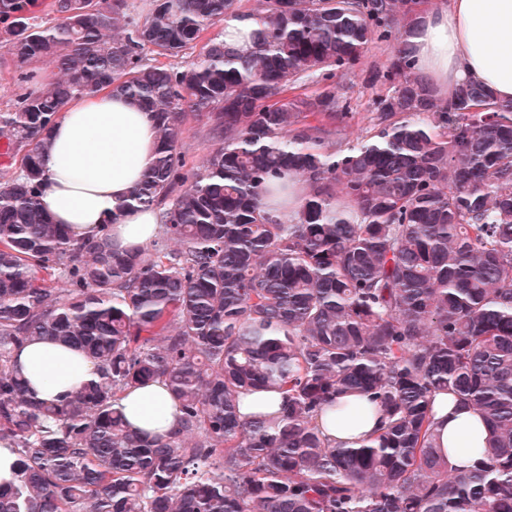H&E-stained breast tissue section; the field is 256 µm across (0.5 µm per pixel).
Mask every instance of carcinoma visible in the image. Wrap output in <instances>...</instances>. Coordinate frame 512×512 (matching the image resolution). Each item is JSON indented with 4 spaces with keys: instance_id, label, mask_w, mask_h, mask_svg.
I'll return each instance as SVG.
<instances>
[{
    "instance_id": "1",
    "label": "carcinoma",
    "mask_w": 512,
    "mask_h": 512,
    "mask_svg": "<svg viewBox=\"0 0 512 512\" xmlns=\"http://www.w3.org/2000/svg\"><path fill=\"white\" fill-rule=\"evenodd\" d=\"M236 2L154 0L131 23L127 0H50L42 26L40 0H0V48L27 84L0 112L6 151L23 153L21 172L0 171V442L17 454L0 512H512V103L474 83L435 96L411 48L422 0H259L250 52L215 37L185 66L152 62ZM389 40L371 81L391 93L357 144L339 146L333 84L283 96ZM40 60L61 76L30 89ZM106 84L154 116L155 161L131 194L159 212L151 254L76 242L38 200L48 128ZM184 112L215 140L189 175ZM286 178L303 188L288 213L264 203ZM43 337L98 379L32 396L13 354ZM157 378L179 404L167 439L116 408ZM250 389L282 392L280 414L241 419ZM439 391L485 418L466 470L434 444ZM347 392L383 410L352 448L314 425Z\"/></svg>"
}]
</instances>
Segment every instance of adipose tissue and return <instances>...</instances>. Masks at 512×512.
Masks as SVG:
<instances>
[{"instance_id":"ef3b65f1","label":"adipose tissue","mask_w":512,"mask_h":512,"mask_svg":"<svg viewBox=\"0 0 512 512\" xmlns=\"http://www.w3.org/2000/svg\"><path fill=\"white\" fill-rule=\"evenodd\" d=\"M419 73L442 98L474 81L504 103L512 102V0H450L421 14L412 40ZM39 199L54 223L75 240L100 234L137 249L159 231L157 211L127 206L131 192L156 153L151 112L114 87L69 98L49 132ZM31 393L43 400L66 398L96 379L95 365L77 350L52 339L30 341L14 353ZM346 413H320L315 424L338 446L350 448L373 437L381 411L345 396ZM432 429L442 455L458 467L470 465V451L485 447L488 430L477 411L453 395L433 397ZM117 404L131 427L167 437L177 427L179 407L166 383L156 380L119 394Z\"/></svg>"}]
</instances>
